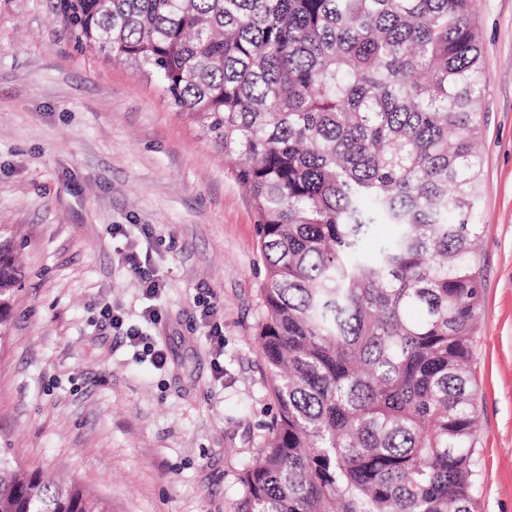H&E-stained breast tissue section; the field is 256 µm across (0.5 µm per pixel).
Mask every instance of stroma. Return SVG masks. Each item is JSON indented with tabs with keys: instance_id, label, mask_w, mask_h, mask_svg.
I'll return each instance as SVG.
<instances>
[{
	"instance_id": "1",
	"label": "stroma",
	"mask_w": 512,
	"mask_h": 512,
	"mask_svg": "<svg viewBox=\"0 0 512 512\" xmlns=\"http://www.w3.org/2000/svg\"><path fill=\"white\" fill-rule=\"evenodd\" d=\"M475 9L486 78L477 512H512V0ZM0 229L14 231L24 271L0 345V456L76 479L112 512H235L275 412L255 339L251 200L155 82L75 48L52 0H0ZM131 251L163 285L153 323ZM106 304L165 350L163 369L122 343Z\"/></svg>"
}]
</instances>
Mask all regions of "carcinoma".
Instances as JSON below:
<instances>
[{"label": "carcinoma", "mask_w": 512, "mask_h": 512, "mask_svg": "<svg viewBox=\"0 0 512 512\" xmlns=\"http://www.w3.org/2000/svg\"><path fill=\"white\" fill-rule=\"evenodd\" d=\"M153 80L257 216L276 411L237 512H474L484 60L473 0H53ZM377 225L391 234L371 251ZM22 268L0 238V340ZM0 512H112L0 459Z\"/></svg>", "instance_id": "obj_1"}]
</instances>
